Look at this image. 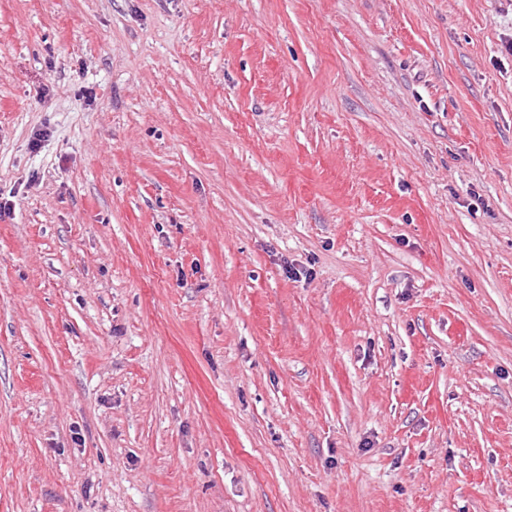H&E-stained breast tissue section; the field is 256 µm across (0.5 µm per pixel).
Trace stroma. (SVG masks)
Returning <instances> with one entry per match:
<instances>
[{"instance_id":"stroma-1","label":"stroma","mask_w":512,"mask_h":512,"mask_svg":"<svg viewBox=\"0 0 512 512\" xmlns=\"http://www.w3.org/2000/svg\"><path fill=\"white\" fill-rule=\"evenodd\" d=\"M0 512H512V0H0Z\"/></svg>"}]
</instances>
